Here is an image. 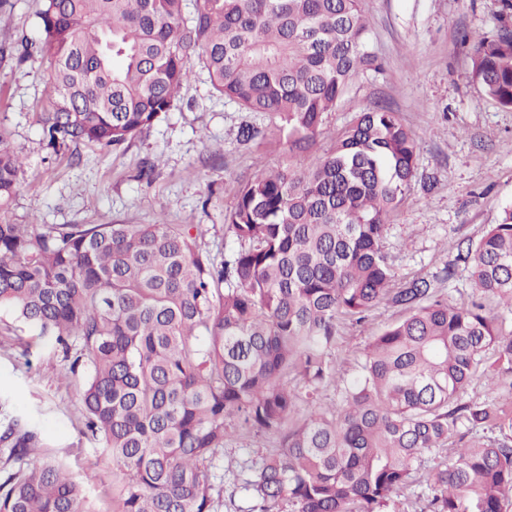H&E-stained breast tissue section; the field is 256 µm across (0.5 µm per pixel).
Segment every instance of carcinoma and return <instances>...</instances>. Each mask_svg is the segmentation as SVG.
<instances>
[{
    "label": "carcinoma",
    "mask_w": 512,
    "mask_h": 512,
    "mask_svg": "<svg viewBox=\"0 0 512 512\" xmlns=\"http://www.w3.org/2000/svg\"><path fill=\"white\" fill-rule=\"evenodd\" d=\"M39 19L40 42L17 52L53 64L40 114L51 146H128L173 109L196 62L296 159L241 183L226 252L202 246L200 225L163 219L11 223L24 162L0 130V310L60 349L69 373L86 366L83 434L120 475L112 512H224V445L247 434L279 446L241 466L251 506L236 512H404L415 461L454 439V462L423 475L432 512H508L512 400L463 393L490 348L512 374V336L429 279L396 285L383 246L415 176L414 133L387 106L354 105L332 150L305 162L350 85L381 69L361 0H43ZM471 63L483 94L512 108V30L473 38ZM456 261L512 312V207ZM383 304L409 315L368 346L341 408L316 405L340 322ZM39 444L36 429L4 425L0 512H94Z\"/></svg>",
    "instance_id": "cac0c4a2"
}]
</instances>
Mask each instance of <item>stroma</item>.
I'll return each mask as SVG.
<instances>
[{
	"instance_id": "obj_1",
	"label": "stroma",
	"mask_w": 512,
	"mask_h": 512,
	"mask_svg": "<svg viewBox=\"0 0 512 512\" xmlns=\"http://www.w3.org/2000/svg\"><path fill=\"white\" fill-rule=\"evenodd\" d=\"M0 45L41 36L42 0H13ZM371 45L384 63L368 72L349 96L397 112L417 140V168L405 203L393 215L385 250L396 283L433 280L450 303L467 301V267L455 265L459 242L477 241L512 206V109L485 98L471 74L468 35L512 28L504 0H362ZM47 58L0 59V129L25 163L7 214L15 224H199L203 241L224 240V214L242 180L260 166L285 165L278 141L243 145L240 112L213 95L206 71L194 68L175 107L128 148L93 145L49 149L39 122L52 104ZM152 181L138 177L144 163ZM452 277H445L447 265ZM379 306L359 325L339 328L333 358L336 380L322 386L323 407H340L341 387L352 380L373 339L403 318ZM60 351L0 312V420L20 418L38 429L44 454L63 462L84 482L95 512L112 508V471L82 433L81 376L68 375ZM272 436L232 440L224 446L225 492L231 471L275 448Z\"/></svg>"
}]
</instances>
